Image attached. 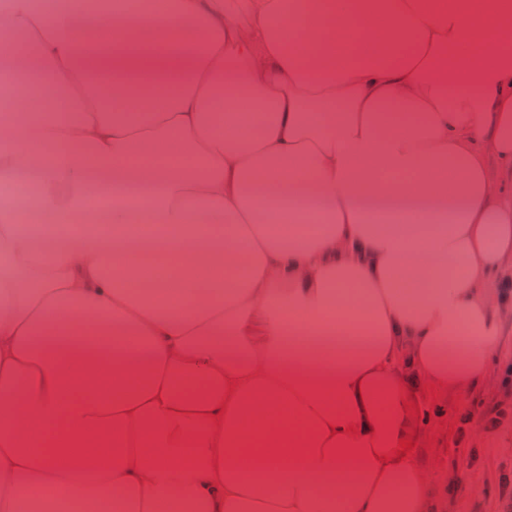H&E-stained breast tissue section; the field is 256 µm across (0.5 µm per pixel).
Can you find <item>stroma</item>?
<instances>
[{
    "label": "stroma",
    "mask_w": 512,
    "mask_h": 512,
    "mask_svg": "<svg viewBox=\"0 0 512 512\" xmlns=\"http://www.w3.org/2000/svg\"><path fill=\"white\" fill-rule=\"evenodd\" d=\"M507 361L512 362V320L502 328L487 379L463 392L421 387L409 396L413 410L406 437L414 444L412 455L428 471L433 489L447 499L448 512H502L500 478L502 470L512 471V423L488 433L479 422L501 396L497 375ZM466 417L473 461L462 466L455 434Z\"/></svg>",
    "instance_id": "obj_1"
}]
</instances>
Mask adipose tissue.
<instances>
[{
  "label": "adipose tissue",
  "mask_w": 512,
  "mask_h": 512,
  "mask_svg": "<svg viewBox=\"0 0 512 512\" xmlns=\"http://www.w3.org/2000/svg\"><path fill=\"white\" fill-rule=\"evenodd\" d=\"M124 29L182 40L91 53ZM506 32L512 0H0V181L36 186L0 208V512H443L399 441L512 312Z\"/></svg>",
  "instance_id": "obj_1"
}]
</instances>
